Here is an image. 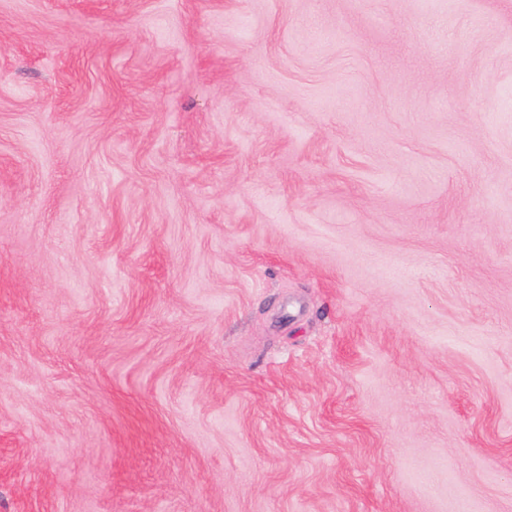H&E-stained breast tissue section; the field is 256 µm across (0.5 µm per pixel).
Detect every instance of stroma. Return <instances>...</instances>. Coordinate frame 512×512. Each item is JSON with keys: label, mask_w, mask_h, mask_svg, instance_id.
I'll list each match as a JSON object with an SVG mask.
<instances>
[{"label": "stroma", "mask_w": 512, "mask_h": 512, "mask_svg": "<svg viewBox=\"0 0 512 512\" xmlns=\"http://www.w3.org/2000/svg\"><path fill=\"white\" fill-rule=\"evenodd\" d=\"M0 512H512V0H0Z\"/></svg>", "instance_id": "stroma-1"}]
</instances>
